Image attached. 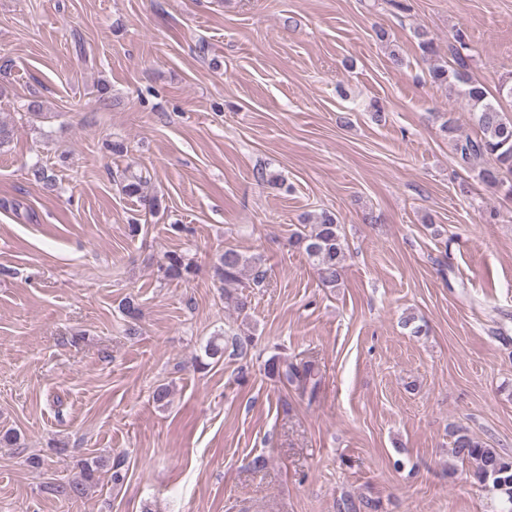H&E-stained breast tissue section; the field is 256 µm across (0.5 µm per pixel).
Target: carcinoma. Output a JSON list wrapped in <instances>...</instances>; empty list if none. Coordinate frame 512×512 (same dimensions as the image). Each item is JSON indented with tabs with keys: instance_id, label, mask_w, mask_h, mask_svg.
I'll list each match as a JSON object with an SVG mask.
<instances>
[{
	"instance_id": "1",
	"label": "carcinoma",
	"mask_w": 512,
	"mask_h": 512,
	"mask_svg": "<svg viewBox=\"0 0 512 512\" xmlns=\"http://www.w3.org/2000/svg\"><path fill=\"white\" fill-rule=\"evenodd\" d=\"M457 43L458 46L451 50L454 66L450 67L448 62L434 58L430 40H421L423 52L432 57L429 66L431 80L439 85L458 88L459 95L473 112L480 131V135L474 138L457 141L456 153L462 165L480 166L478 178L482 183L512 196V181L505 178V175L512 174V117L506 115L488 97L481 84L469 78L468 63L461 54V49L465 48L463 36H457ZM120 186L126 196L137 198L151 212L158 211L162 205L158 196L145 191L146 181L136 173L126 171L121 177ZM290 241L303 249L313 261L324 284L332 288L340 285L346 268L347 252L340 221L333 212L324 210L314 216L310 229L293 231ZM158 272L163 281H187L195 274V268L185 255L170 252L160 263ZM214 273L224 283V288L228 289L226 298L234 300L237 310L242 312L248 307L247 298H235L229 289L239 284L246 273L251 276L253 284L259 285L266 279L267 270L264 269L261 256L247 255L236 248L226 247L217 255ZM122 310L128 318V334H136V322L141 314L139 305L127 300L122 304ZM266 371L279 382L292 385L303 393L308 391L310 398H315L318 381L313 379L312 363L295 364L272 358L267 361ZM451 436L453 456L472 464L473 476L478 483L501 501L504 512H512V453L491 446L462 426L454 427ZM103 468L102 459L93 458L84 463L81 480L59 484L55 492L65 499L80 498L97 484ZM377 508V502L367 498L349 497L339 504V512H377Z\"/></svg>"
}]
</instances>
